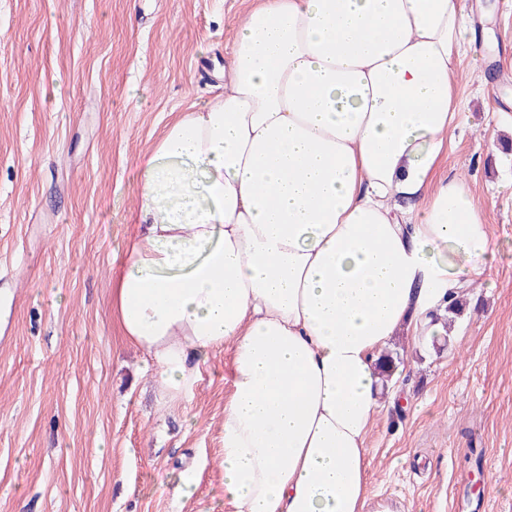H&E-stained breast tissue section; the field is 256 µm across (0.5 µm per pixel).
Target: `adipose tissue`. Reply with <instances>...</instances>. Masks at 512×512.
Instances as JSON below:
<instances>
[{"label": "adipose tissue", "mask_w": 512, "mask_h": 512, "mask_svg": "<svg viewBox=\"0 0 512 512\" xmlns=\"http://www.w3.org/2000/svg\"><path fill=\"white\" fill-rule=\"evenodd\" d=\"M472 46L459 0H256L223 95L139 159L113 321L170 401L231 350L235 512H365L382 354L494 257L468 179L435 176Z\"/></svg>", "instance_id": "1"}]
</instances>
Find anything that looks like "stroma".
Here are the masks:
<instances>
[{"label": "stroma", "mask_w": 512, "mask_h": 512, "mask_svg": "<svg viewBox=\"0 0 512 512\" xmlns=\"http://www.w3.org/2000/svg\"><path fill=\"white\" fill-rule=\"evenodd\" d=\"M476 19L459 123L436 178L465 175L495 257L448 335L397 336L399 395L366 442L371 507L512 512V0ZM251 0H0V512H234L221 425L232 353L165 401L123 345L110 270L132 230L137 161L215 99ZM57 90L47 99L43 90ZM195 466L197 488L165 481Z\"/></svg>", "instance_id": "35a3bbf8"}]
</instances>
